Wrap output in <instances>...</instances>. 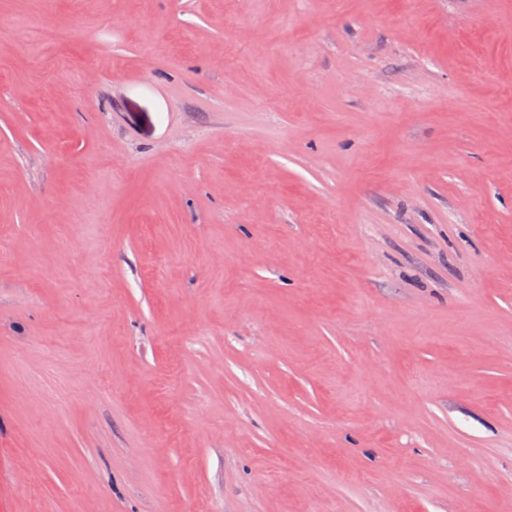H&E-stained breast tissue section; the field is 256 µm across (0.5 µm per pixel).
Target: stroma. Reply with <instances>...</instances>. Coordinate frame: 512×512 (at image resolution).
Here are the masks:
<instances>
[{
	"mask_svg": "<svg viewBox=\"0 0 512 512\" xmlns=\"http://www.w3.org/2000/svg\"><path fill=\"white\" fill-rule=\"evenodd\" d=\"M512 512V0H0V512Z\"/></svg>",
	"mask_w": 512,
	"mask_h": 512,
	"instance_id": "obj_1",
	"label": "stroma"
}]
</instances>
